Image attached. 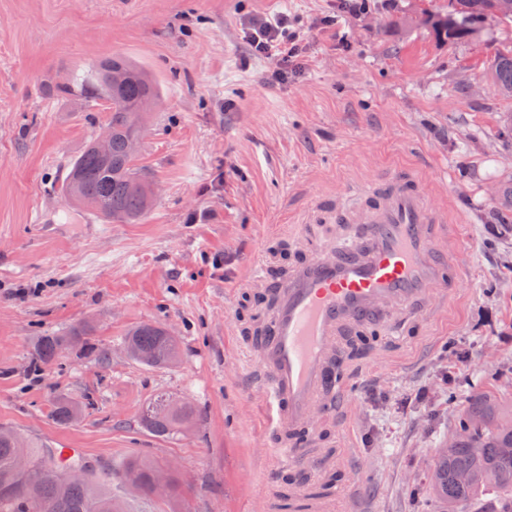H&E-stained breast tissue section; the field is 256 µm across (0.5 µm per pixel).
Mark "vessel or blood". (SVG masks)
I'll use <instances>...</instances> for the list:
<instances>
[{"instance_id": "1", "label": "vessel or blood", "mask_w": 512, "mask_h": 512, "mask_svg": "<svg viewBox=\"0 0 512 512\" xmlns=\"http://www.w3.org/2000/svg\"><path fill=\"white\" fill-rule=\"evenodd\" d=\"M362 208L336 200V243L317 245L276 281L257 276L268 296L261 337L248 351L258 368L278 455L297 470H321L300 441L314 414L343 411L350 396L345 339L380 325L397 330L425 315L440 295L463 287L465 269L442 247L446 215L420 182L400 173L359 188Z\"/></svg>"}]
</instances>
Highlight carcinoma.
<instances>
[{"label":"carcinoma","mask_w":512,"mask_h":512,"mask_svg":"<svg viewBox=\"0 0 512 512\" xmlns=\"http://www.w3.org/2000/svg\"><path fill=\"white\" fill-rule=\"evenodd\" d=\"M501 0H448V16L434 25L444 31L451 43L471 38L461 23L474 17L512 20V10L500 8ZM489 76L501 95L512 97V47L497 51ZM112 105V117L106 129L72 164L63 183L64 193L77 204L87 207L107 220L128 224L140 221L151 209L154 192L137 172L138 151L132 139L143 126L159 100L153 81L123 57L97 67L87 81ZM108 151L99 149L100 142ZM91 349L88 330L79 328L68 336H45L39 342L35 359L48 365L67 347ZM130 356L137 351L153 354V365L173 364L180 356L179 340L169 337L162 325L144 324L130 331L126 338ZM82 407L59 400L53 411L60 425L72 423ZM200 414L188 405L179 414L169 408L168 394L151 398L141 415V425L154 436L173 439L196 428ZM16 433L0 428V512H127L112 495V473H97L88 468L85 480L71 482L65 476L66 463L60 455L26 442L28 471L17 467ZM438 479L427 485L444 512L461 509L487 496L495 499V512H512V409L491 394L474 396L456 420L455 432L448 437V447L439 450L435 463ZM159 466L148 459H134L126 464L122 483H136L140 497H151L150 487Z\"/></svg>","instance_id":"cac0c4a2"}]
</instances>
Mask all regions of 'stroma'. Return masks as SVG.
<instances>
[{"instance_id": "stroma-1", "label": "stroma", "mask_w": 512, "mask_h": 512, "mask_svg": "<svg viewBox=\"0 0 512 512\" xmlns=\"http://www.w3.org/2000/svg\"><path fill=\"white\" fill-rule=\"evenodd\" d=\"M448 0H0V427L51 448H77L120 470L149 456L172 469L177 496L135 512H317L316 472L288 499L268 502L280 472L275 436L246 350L254 333L258 268L284 270L301 242L331 241L321 220L337 195L402 168L448 217L446 245L466 269L457 298H437L425 321L352 358L349 422L315 420L307 446L343 478L335 512H351L350 484L372 512H440L408 497L476 394L512 402V238L488 214L512 191V116L485 78L512 22L449 43L432 24ZM287 16L302 52L283 80L276 59L253 52V20ZM120 54L158 84L137 166L155 204L136 224L106 221L62 190L70 164L107 125L109 104L77 87ZM160 324L181 342L166 368L135 362L124 338ZM90 330L94 352L62 350L34 380L45 336ZM168 393L201 421L176 440L140 424ZM94 406L68 426L58 398Z\"/></svg>"}]
</instances>
